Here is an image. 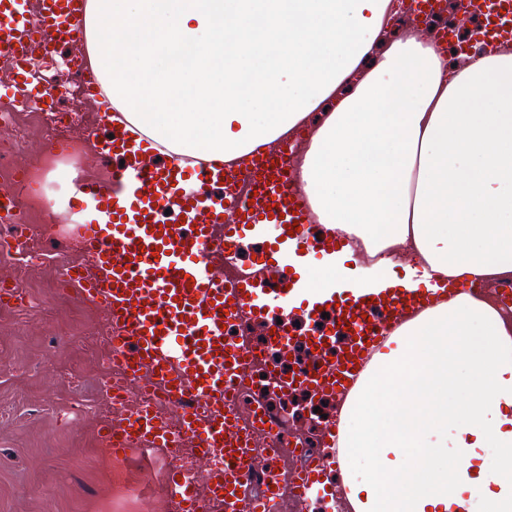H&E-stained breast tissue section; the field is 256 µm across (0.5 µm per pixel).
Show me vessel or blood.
Wrapping results in <instances>:
<instances>
[{
	"label": "vessel or blood",
	"instance_id": "vessel-or-blood-1",
	"mask_svg": "<svg viewBox=\"0 0 512 512\" xmlns=\"http://www.w3.org/2000/svg\"><path fill=\"white\" fill-rule=\"evenodd\" d=\"M83 2L40 0L35 12L27 0H0V55L16 62L10 93L19 106L40 107L48 95L26 80L27 45L38 33L50 43L78 38ZM458 2L462 20L481 18L473 36L484 51L512 44V0ZM107 148L122 155L123 166L108 180L76 184L77 199L97 201L101 215L77 227L93 271L72 270L68 277L79 296L104 308L112 326V368L120 386L105 434L114 461L134 450L166 452L163 486L177 512H272L279 492L265 474L273 463L287 466L302 512L347 495L337 478L335 421L324 426V451L315 460L303 461L297 447H276L269 457L253 453L254 442L275 444L284 427L273 414L244 427L231 409L236 385L253 377L256 353L225 335L223 326L240 313L264 322L274 330L267 347L280 352L294 320L326 318L311 337L313 364L275 374L270 385L332 397L352 386L358 367L402 315L430 304L433 292L315 293L304 287V263L322 243L293 185L288 146L223 174L206 167L168 169L155 162L146 142L135 150L115 142ZM164 208L174 223H161ZM249 237L266 240L256 258L265 275L217 273L225 255ZM127 383L170 401L173 413L161 417L143 404L127 414Z\"/></svg>",
	"mask_w": 512,
	"mask_h": 512
}]
</instances>
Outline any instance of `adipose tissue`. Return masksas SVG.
Here are the masks:
<instances>
[{"mask_svg":"<svg viewBox=\"0 0 512 512\" xmlns=\"http://www.w3.org/2000/svg\"><path fill=\"white\" fill-rule=\"evenodd\" d=\"M392 0H87L83 43L121 138L176 167L240 164L299 131L296 177L336 235L315 288L426 285L338 414L361 512H512V49L446 54ZM190 96L172 106L176 90Z\"/></svg>","mask_w":512,"mask_h":512,"instance_id":"ef3b65f1","label":"adipose tissue"}]
</instances>
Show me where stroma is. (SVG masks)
Here are the masks:
<instances>
[{"label": "stroma", "instance_id": "35a3bbf8", "mask_svg": "<svg viewBox=\"0 0 512 512\" xmlns=\"http://www.w3.org/2000/svg\"><path fill=\"white\" fill-rule=\"evenodd\" d=\"M21 248H0V280L27 266L23 302H0V512H163L135 463H114L97 397L107 348L101 307L60 294L63 266L86 263L70 217Z\"/></svg>", "mask_w": 512, "mask_h": 512}]
</instances>
